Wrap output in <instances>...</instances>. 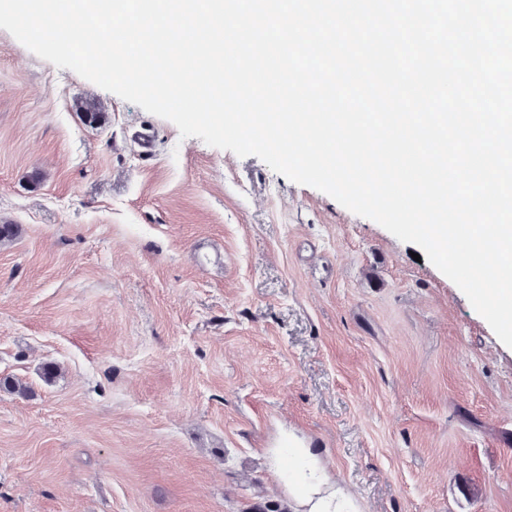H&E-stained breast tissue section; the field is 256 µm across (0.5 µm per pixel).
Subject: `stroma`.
<instances>
[{
  "label": "stroma",
  "mask_w": 512,
  "mask_h": 512,
  "mask_svg": "<svg viewBox=\"0 0 512 512\" xmlns=\"http://www.w3.org/2000/svg\"><path fill=\"white\" fill-rule=\"evenodd\" d=\"M0 512H512V348L414 244L0 28ZM53 363L52 381L42 373ZM271 467L274 477L288 485L292 512H361L354 494L332 478L320 452L293 432L274 452Z\"/></svg>",
  "instance_id": "1"
}]
</instances>
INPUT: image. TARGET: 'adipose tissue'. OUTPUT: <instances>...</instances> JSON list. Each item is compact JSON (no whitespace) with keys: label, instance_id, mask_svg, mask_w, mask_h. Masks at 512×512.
Returning a JSON list of instances; mask_svg holds the SVG:
<instances>
[{"label":"adipose tissue","instance_id":"obj_1","mask_svg":"<svg viewBox=\"0 0 512 512\" xmlns=\"http://www.w3.org/2000/svg\"><path fill=\"white\" fill-rule=\"evenodd\" d=\"M272 472L287 484L292 512H361L353 493L332 478L320 452L295 435L275 451Z\"/></svg>","mask_w":512,"mask_h":512}]
</instances>
